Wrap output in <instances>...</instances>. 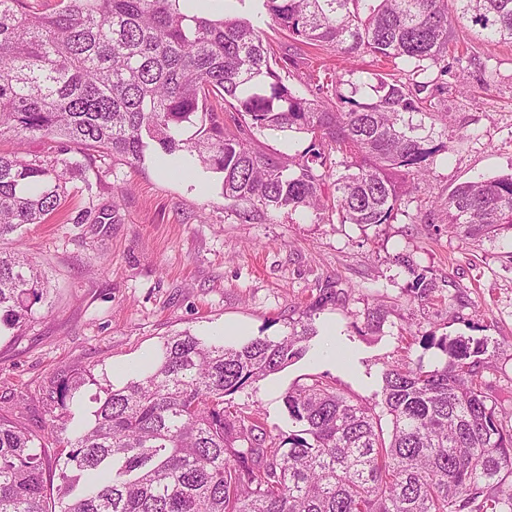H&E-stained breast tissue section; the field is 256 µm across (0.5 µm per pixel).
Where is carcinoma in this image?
Wrapping results in <instances>:
<instances>
[{"mask_svg": "<svg viewBox=\"0 0 512 512\" xmlns=\"http://www.w3.org/2000/svg\"><path fill=\"white\" fill-rule=\"evenodd\" d=\"M194 2L60 0L46 14L0 0V135L60 140L52 159L0 154V239L60 214L90 152L135 164L149 148L222 174L244 219L301 209L389 224L398 176L426 175L450 143L445 83L398 75L444 61L453 22L512 43V0H262L294 43L281 58L261 28L190 13ZM304 46L367 54L386 70L313 69L308 98L286 80ZM246 128L310 144L287 161L256 150ZM445 206L448 227L475 242L512 230V174L463 183ZM88 221L111 224L114 210L72 219ZM43 297L37 266L0 249V332ZM314 335L310 317L243 343L171 334L125 383L106 382L80 422L83 388L98 380L62 374L42 401V433L22 425L20 405L0 413V512H512V427L490 402L488 340L427 336L442 365L386 369L388 440L374 408L321 378L285 393L296 429L272 434L260 409L231 397L301 358ZM49 466L60 479L51 502Z\"/></svg>", "mask_w": 512, "mask_h": 512, "instance_id": "cac0c4a2", "label": "carcinoma"}]
</instances>
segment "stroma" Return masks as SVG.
Segmentation results:
<instances>
[{
    "instance_id": "35a3bbf8",
    "label": "stroma",
    "mask_w": 512,
    "mask_h": 512,
    "mask_svg": "<svg viewBox=\"0 0 512 512\" xmlns=\"http://www.w3.org/2000/svg\"><path fill=\"white\" fill-rule=\"evenodd\" d=\"M214 18L263 28L281 56L294 47L261 0H208ZM463 53L448 62L453 139L428 177L406 178L389 224H332L311 213L254 212L242 220L225 201L218 174L202 187L163 174L154 152L136 165L97 154L77 172L64 215L112 207V224H31L22 250L48 282L43 302L14 335L0 337V408L24 398L25 422L44 424L41 397L74 368L94 375L155 353L187 328L211 335L224 324L247 337L279 336L312 318L318 331L306 356L236 393V406L261 407L268 429L291 430L282 397L321 377L348 399L374 406L384 371L442 363L425 347L434 334L488 337L484 376L499 415L512 419V230L471 243L448 231L444 203L458 184L512 173V44L452 26ZM431 283L432 301L414 297ZM382 309L379 329L365 316ZM335 325L354 358L320 364L323 331Z\"/></svg>"
}]
</instances>
